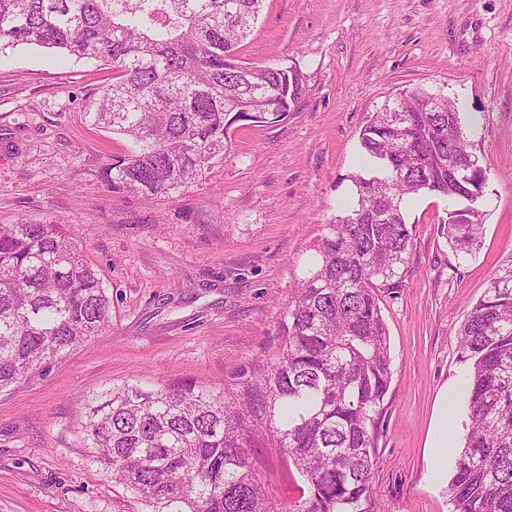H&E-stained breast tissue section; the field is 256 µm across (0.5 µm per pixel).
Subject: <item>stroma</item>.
<instances>
[{
    "instance_id": "stroma-1",
    "label": "stroma",
    "mask_w": 512,
    "mask_h": 512,
    "mask_svg": "<svg viewBox=\"0 0 512 512\" xmlns=\"http://www.w3.org/2000/svg\"><path fill=\"white\" fill-rule=\"evenodd\" d=\"M239 56L299 69L288 114L256 112L206 183L146 202L103 174L126 143L91 124L112 72L36 45L0 46V224L59 225L112 296L105 329L0 390V512H151L93 462L77 403L131 376L238 389L270 363L313 244L360 172L359 131L397 93L441 92L487 170L476 252L457 262L438 223L450 200L407 209L402 286L381 294L392 379L363 512H451L428 477L440 419L466 432L459 332L512 260V0H265ZM276 512L302 483L281 449L249 450Z\"/></svg>"
}]
</instances>
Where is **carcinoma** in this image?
<instances>
[{
	"label": "carcinoma",
	"mask_w": 512,
	"mask_h": 512,
	"mask_svg": "<svg viewBox=\"0 0 512 512\" xmlns=\"http://www.w3.org/2000/svg\"><path fill=\"white\" fill-rule=\"evenodd\" d=\"M264 0H0V41L103 61L112 83L94 124L130 142L107 189L151 201L204 183L245 115L289 111L300 70L239 59ZM370 163L324 225L279 323L275 362L244 371L231 396L147 388L137 377L80 401L93 458L154 512H275L246 448L269 439L303 479L292 512H362L391 382L378 291L402 286L410 201L455 204L440 234L458 256L478 246L488 181L448 178L470 150L456 103L399 93L359 132ZM112 298L56 224H0V389L101 333ZM469 363L467 432L451 478L453 512H512V262L497 269L459 336Z\"/></svg>",
	"instance_id": "obj_1"
}]
</instances>
